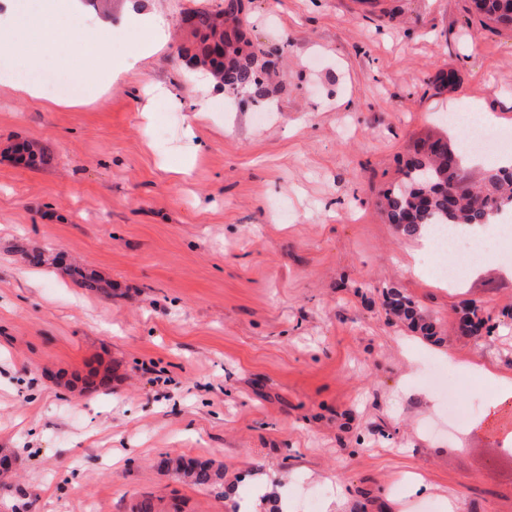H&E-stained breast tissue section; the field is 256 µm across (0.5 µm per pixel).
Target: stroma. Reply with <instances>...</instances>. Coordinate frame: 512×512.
Returning a JSON list of instances; mask_svg holds the SVG:
<instances>
[{"label": "stroma", "instance_id": "1", "mask_svg": "<svg viewBox=\"0 0 512 512\" xmlns=\"http://www.w3.org/2000/svg\"><path fill=\"white\" fill-rule=\"evenodd\" d=\"M162 13L167 44L107 94L31 100L0 83V512H241L265 479L288 512H512V265L486 255L469 288L420 262L375 201L423 140H461L443 113L481 107L512 135V30L470 0H253L247 25L282 81L266 100L207 89L181 54L182 13L216 0H130ZM454 70L450 88L433 83ZM166 87L150 98L149 84ZM208 96L211 119L190 124ZM38 145L30 169L16 148ZM192 161L189 175L180 167ZM61 251L112 286L34 268L15 243ZM397 289L435 324L389 314ZM497 324L462 335L463 306ZM469 387L449 428L430 365ZM109 370L107 387H88ZM224 467V485L163 459ZM422 478L409 486L407 475ZM460 368L465 371H480L489 379L495 381L498 387V398L495 402L491 403L487 409V415L490 419H494L497 416L500 406L505 403H509L510 405L512 400V378L495 375L483 365L477 364L474 361L462 363ZM167 473L200 487L224 484V470L220 467L186 461L181 457L168 458L162 463Z\"/></svg>", "mask_w": 512, "mask_h": 512}]
</instances>
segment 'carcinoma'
Returning <instances> with one entry per match:
<instances>
[{
  "label": "carcinoma",
  "mask_w": 512,
  "mask_h": 512,
  "mask_svg": "<svg viewBox=\"0 0 512 512\" xmlns=\"http://www.w3.org/2000/svg\"><path fill=\"white\" fill-rule=\"evenodd\" d=\"M482 2L475 8L479 15L499 27L512 28V0ZM245 15V0H219L213 9L194 11L191 62L194 69L215 78L224 90L244 92L257 102L269 94L267 81L272 70L266 60L268 54L249 37ZM461 169L460 163L448 164V142L438 139L425 143L406 160L403 178L382 193L378 206L403 237H414L423 228L440 224H486L493 215L512 208V166L490 170L478 190L459 196ZM68 271L86 290L112 293L110 285L95 273L76 265L69 266ZM386 299L391 314L410 321L423 334L431 333L432 326L420 318L410 298L391 290ZM162 466L167 473L195 486L224 483L220 467L181 457L168 458Z\"/></svg>",
  "instance_id": "obj_1"
}]
</instances>
